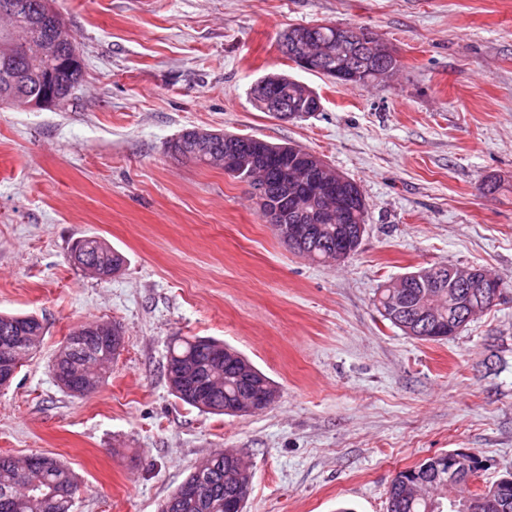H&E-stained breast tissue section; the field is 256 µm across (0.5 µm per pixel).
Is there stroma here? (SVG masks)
<instances>
[{"label":"stroma","instance_id":"35a3bbf8","mask_svg":"<svg viewBox=\"0 0 512 512\" xmlns=\"http://www.w3.org/2000/svg\"><path fill=\"white\" fill-rule=\"evenodd\" d=\"M83 77L63 103L0 105V313L45 331L0 389V454L48 453L74 472L76 512H158L197 460L232 449L252 473L246 512H386L390 483L427 458L477 455L484 486L512 474V0H54ZM363 26L399 60L390 80L342 84L279 50L288 28ZM284 72L322 109L261 111L252 85ZM292 143L357 182V251H289L247 183L174 156L183 130ZM96 236L116 277L77 268ZM435 265L495 274L501 298L454 336L405 335L380 288ZM121 326L93 394L50 365L70 331ZM179 336L232 346L273 382L248 416L170 391ZM79 251L78 263L76 262L77 253ZM76 266L84 271H90L94 275L101 272L103 268L109 271L120 272L126 264V257L112 249V247L105 241L96 237H83L73 249Z\"/></svg>","mask_w":512,"mask_h":512}]
</instances>
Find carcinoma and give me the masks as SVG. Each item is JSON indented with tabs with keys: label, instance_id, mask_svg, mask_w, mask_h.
<instances>
[{
	"label": "carcinoma",
	"instance_id": "carcinoma-1",
	"mask_svg": "<svg viewBox=\"0 0 512 512\" xmlns=\"http://www.w3.org/2000/svg\"><path fill=\"white\" fill-rule=\"evenodd\" d=\"M33 10L18 13L9 19L11 29L0 30V74L20 65L16 43L26 41L33 46L57 43L58 57L46 67L47 80L55 85L61 99L71 95L82 78V61L76 59L69 67L65 61L71 55L70 42L60 39L58 23L61 15L53 8L52 0H29ZM355 53L368 62L371 73L362 77L363 83L375 82L372 71L397 66V58L385 56L379 48L361 45ZM305 87L288 75L275 84L271 92L290 101H302ZM173 155L203 163L197 155V144L187 132H182L170 144ZM75 249L79 251L77 266L98 274L102 269L121 271L126 257L96 237H84ZM395 289L385 286L379 291L376 305L382 317L393 326L402 328L405 315L394 317L387 311L394 305ZM404 307H422L433 301L442 305V324L429 323L423 341L448 337V320H456L458 306L446 288H428L414 285L403 289ZM44 326L29 315L0 314V350L10 348L23 358L40 344ZM223 343L183 337L168 348L165 369L171 392L183 403L203 412L245 416L251 414L249 402L257 390L274 398V387L269 379L236 350L217 362L216 354ZM112 342L93 336H74L61 342L51 364V372L58 387L64 392L82 397L93 393L104 378L105 363L114 360ZM206 379L211 382L203 404L196 399V384ZM446 457L438 455L420 465L399 472L389 488L387 512H446L450 500L458 493V479L448 474ZM251 472L231 452H218L199 459L185 479L189 486L201 485L196 497H178L174 490L161 505L160 512H244L246 496L251 483ZM494 492H479L478 512H503L502 502L512 500V479L494 483ZM78 484L72 470L54 456L32 454L15 457L0 455V500L12 499L9 512H73Z\"/></svg>",
	"mask_w": 512,
	"mask_h": 512
}]
</instances>
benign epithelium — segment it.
<instances>
[{"mask_svg":"<svg viewBox=\"0 0 512 512\" xmlns=\"http://www.w3.org/2000/svg\"><path fill=\"white\" fill-rule=\"evenodd\" d=\"M334 35L330 40L320 43L321 50L313 48L305 33L299 29H289L285 36L280 38V51L291 55L299 65L310 71L322 73L330 78L340 72L349 73V77L358 78V72L347 67L350 53L349 44L360 42L362 44L373 39V35L353 27L338 24L331 25ZM53 51V47L44 44L39 56L25 51L27 65L5 78V83L15 84L29 76L37 66L40 57ZM281 76L270 73L255 84L256 93L261 98L263 109L273 116L290 120L295 117L306 118L319 111L320 103L317 96L309 94L315 103L288 111V106L280 101L265 95L267 87L279 82ZM53 99L50 86H45L39 97L29 99L24 96L10 94L4 100L22 106H43ZM192 138L200 142L199 154L210 157L213 142L219 133L202 129L190 131ZM276 158L288 159V173H294L297 168H304L315 174L317 182L306 193H293L284 198L278 197L272 191V178L268 164ZM224 161L231 164L237 172L244 174L249 183L252 195L258 206L266 210L272 217L279 220L273 228L281 238L293 246L306 248L308 243L315 240L324 225L332 224L337 219L348 220L351 213L363 211L365 198L361 190L344 174L331 168L328 163L316 153L301 150L295 146L275 145L260 138H252L241 142H233L224 150ZM291 214H298L305 218L304 224H284L282 220ZM365 225L357 224L349 228L341 244L329 258L331 262H338L349 257L362 239ZM421 280L433 288L450 287L456 289L455 295L459 301V316L463 322L480 314L479 306L472 303V295L483 294L485 299L493 301L499 295L500 281L488 271L475 267H429L421 272ZM96 333L106 335L112 340V348L120 352L125 344L122 328L113 323L106 330L99 329L98 325L89 322L83 325L78 335L85 336ZM448 465L457 469L468 471V477H473L478 467L470 454L460 452L448 453Z\"/></svg>","mask_w":512,"mask_h":512,"instance_id":"7a95c632","label":"benign epithelium"}]
</instances>
